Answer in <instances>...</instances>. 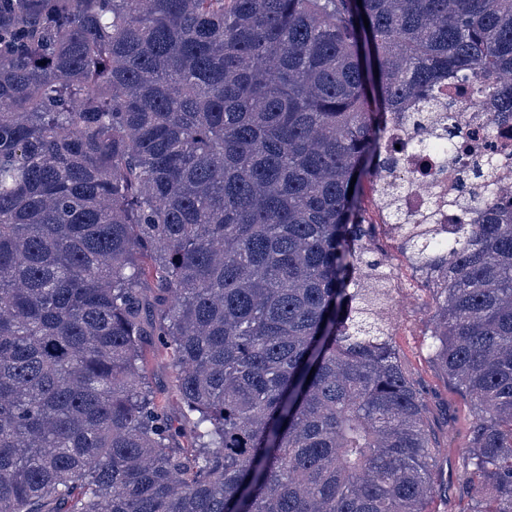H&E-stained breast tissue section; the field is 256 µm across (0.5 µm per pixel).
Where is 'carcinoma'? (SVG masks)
<instances>
[{
    "label": "carcinoma",
    "mask_w": 512,
    "mask_h": 512,
    "mask_svg": "<svg viewBox=\"0 0 512 512\" xmlns=\"http://www.w3.org/2000/svg\"><path fill=\"white\" fill-rule=\"evenodd\" d=\"M470 76L493 139L512 0H0V512H430L365 197L399 193L379 117ZM476 176L448 239L387 232L470 512H512V193ZM148 376L154 387L161 393L168 392L173 385V373L167 357L161 353L151 352L147 366Z\"/></svg>",
    "instance_id": "obj_1"
}]
</instances>
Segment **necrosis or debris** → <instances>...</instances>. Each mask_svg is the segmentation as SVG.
I'll return each mask as SVG.
<instances>
[{"label":"necrosis or debris","mask_w":512,"mask_h":512,"mask_svg":"<svg viewBox=\"0 0 512 512\" xmlns=\"http://www.w3.org/2000/svg\"><path fill=\"white\" fill-rule=\"evenodd\" d=\"M432 96L437 104L436 125L423 126L414 109L388 118L385 141L395 151L387 178L405 187L396 205L407 220L429 211L434 223L457 224L461 213L450 201L468 187L473 161L495 160L503 183L512 184V160L502 157L497 148L498 141L512 139V123L500 125L497 140L482 141L490 119L485 100L455 83L435 87ZM474 138L481 141L475 155H455V148Z\"/></svg>","instance_id":"1"}]
</instances>
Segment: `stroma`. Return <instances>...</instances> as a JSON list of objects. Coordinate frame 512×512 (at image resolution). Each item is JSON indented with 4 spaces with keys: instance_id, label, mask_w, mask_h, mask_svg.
<instances>
[{
    "instance_id": "1",
    "label": "stroma",
    "mask_w": 512,
    "mask_h": 512,
    "mask_svg": "<svg viewBox=\"0 0 512 512\" xmlns=\"http://www.w3.org/2000/svg\"><path fill=\"white\" fill-rule=\"evenodd\" d=\"M384 246L393 269L392 296L403 311L391 332L402 361L425 392L429 426L440 446L446 492L434 497L430 508L432 512H467L470 493L462 474L461 449L472 422L469 402L449 386L429 359L427 336L435 309L431 290L419 275L401 267V254L394 242L385 241Z\"/></svg>"
}]
</instances>
